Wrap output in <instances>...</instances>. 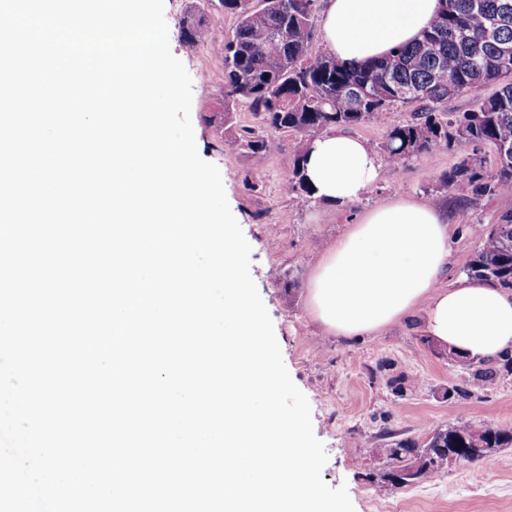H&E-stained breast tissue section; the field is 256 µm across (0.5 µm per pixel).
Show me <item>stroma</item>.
<instances>
[{
	"label": "stroma",
	"instance_id": "1",
	"mask_svg": "<svg viewBox=\"0 0 512 512\" xmlns=\"http://www.w3.org/2000/svg\"><path fill=\"white\" fill-rule=\"evenodd\" d=\"M189 0H164L172 54L192 80L191 121L199 156L221 173L230 209L251 247L250 273L273 322L284 364L309 401L315 436L328 462L324 481L346 486L354 512H512V447L480 462L456 463L433 481L400 490L379 474L387 465L378 450L387 434L425 441L456 421L512 428V373L494 386L477 388L467 362L430 352L423 310L368 336L344 338L315 321L304 284L318 262L319 246L341 236L371 207L397 195L439 204L451 226L445 283L463 277L480 248L487 225L512 210V198L473 194L468 182L445 188L442 179L464 160L494 173L491 146L459 143L405 162L386 163L382 180L361 201L327 205L289 195L284 149L293 132L266 131L267 157L252 170L234 141L255 119L247 108L224 113V61L210 46H192L181 36ZM255 182L247 190L245 181ZM294 286H286V279Z\"/></svg>",
	"mask_w": 512,
	"mask_h": 512
}]
</instances>
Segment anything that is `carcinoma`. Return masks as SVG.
Wrapping results in <instances>:
<instances>
[{"label":"carcinoma","instance_id":"carcinoma-1","mask_svg":"<svg viewBox=\"0 0 512 512\" xmlns=\"http://www.w3.org/2000/svg\"><path fill=\"white\" fill-rule=\"evenodd\" d=\"M506 2L512 0H444L421 38L386 56L363 64L343 63L331 55H313L317 0H217L214 7L237 18L233 34L222 40L224 121L247 108L256 126L244 127L236 144L249 154L253 167L263 164L269 145L267 130L292 131L301 139L334 127L379 121L394 105L412 109L411 120L393 127L380 150L393 162L445 150L455 142L489 144L497 154V172L485 179L476 163L450 171L444 186L465 180L477 194L512 197V26L489 39L487 31ZM181 32L192 45L215 41L217 32L204 12L188 7ZM485 86L496 90L475 107L453 118L444 112L448 99ZM288 193L312 195L304 179V144L284 154ZM468 276L512 289V211L483 234L470 260ZM512 370V357L502 366H477L479 387L494 384L501 371ZM512 445V429L476 427L458 422L436 430L424 443L402 438L384 449L389 467L380 474L394 488L431 481L448 466L487 457V449Z\"/></svg>","mask_w":512,"mask_h":512}]
</instances>
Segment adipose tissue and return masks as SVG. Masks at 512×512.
<instances>
[{
    "label": "adipose tissue",
    "instance_id": "adipose-tissue-1",
    "mask_svg": "<svg viewBox=\"0 0 512 512\" xmlns=\"http://www.w3.org/2000/svg\"><path fill=\"white\" fill-rule=\"evenodd\" d=\"M439 0H327L321 35L344 62H362L415 40ZM383 175L364 140L333 130L306 144L305 176L316 200L359 202ZM449 229L440 209L408 196L365 211L327 246L305 290L312 317L336 335L374 333L425 306L427 336L474 360L512 355V292L442 278Z\"/></svg>",
    "mask_w": 512,
    "mask_h": 512
}]
</instances>
